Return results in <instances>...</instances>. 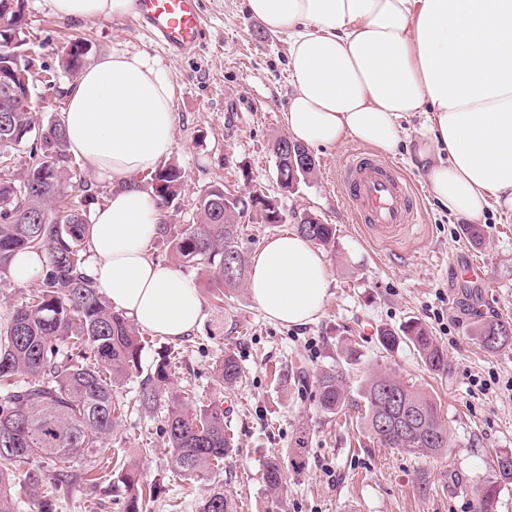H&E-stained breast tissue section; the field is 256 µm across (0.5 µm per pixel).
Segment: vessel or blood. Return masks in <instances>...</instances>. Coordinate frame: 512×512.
<instances>
[{"label":"vessel or blood","instance_id":"vessel-or-blood-1","mask_svg":"<svg viewBox=\"0 0 512 512\" xmlns=\"http://www.w3.org/2000/svg\"><path fill=\"white\" fill-rule=\"evenodd\" d=\"M136 21L170 53L189 55L200 46V0H136ZM340 186L355 223L375 242L405 240L420 222L417 193L392 162L353 151L341 168Z\"/></svg>","mask_w":512,"mask_h":512}]
</instances>
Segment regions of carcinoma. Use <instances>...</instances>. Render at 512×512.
Wrapping results in <instances>:
<instances>
[{"instance_id":"carcinoma-1","label":"carcinoma","mask_w":512,"mask_h":512,"mask_svg":"<svg viewBox=\"0 0 512 512\" xmlns=\"http://www.w3.org/2000/svg\"><path fill=\"white\" fill-rule=\"evenodd\" d=\"M25 0H0V62L29 44ZM86 42L74 39L59 61L66 74H78L87 64ZM37 104L15 112H0V141L15 150L28 147L29 160L19 175L9 174L15 155H0V279L7 276L14 256L34 249L47 255L43 273L31 284L27 302L0 324V380L10 378L0 394V437L8 434L12 453L0 448V512H19L11 489L16 464L42 460L55 465L78 464L97 452L101 440L113 434L121 417L114 387L140 378L139 405L152 412L166 407L165 445L171 464L186 479L214 477L233 445L224 428V410L216 406L187 407L185 398L169 387L167 365L143 373L142 338L133 323L112 310L95 281L84 274L88 261L89 206L104 202L109 192L92 189L80 180L68 152L63 117L44 121ZM185 172L170 163L145 179V187L171 207L181 196ZM81 193L72 194L74 188ZM242 208L224 209V185H210L202 193L197 221L184 227L162 223L159 238L171 245L177 260L211 274L210 283L224 292L240 287L247 272L246 252L237 246ZM299 233L312 243L335 244L336 226L305 218ZM478 335L488 352L512 345V323L491 320L479 325ZM380 342L392 350L410 344L432 371L448 367V356L428 328L410 319L401 332L385 330ZM236 358L224 354L218 377L226 388L242 381ZM321 407L338 413L348 406L343 375L330 369L318 378ZM356 405L372 439L384 447L422 456L447 447L448 431L434 399L423 390L389 373H377L363 386ZM499 480L476 490V512H494L500 484L512 481V455L496 458ZM281 458H270L263 482L268 491H280L284 482ZM138 464L117 468L113 486L123 495L124 512H143L144 492ZM24 479L37 512H54L56 504L44 498L40 467ZM200 512H233L224 492L216 489Z\"/></svg>"}]
</instances>
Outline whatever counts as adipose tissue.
Segmentation results:
<instances>
[{"label": "adipose tissue", "instance_id": "ef3b65f1", "mask_svg": "<svg viewBox=\"0 0 512 512\" xmlns=\"http://www.w3.org/2000/svg\"><path fill=\"white\" fill-rule=\"evenodd\" d=\"M50 3L63 19L136 8L135 0ZM246 10L288 35L285 122L294 141L353 137L390 154L401 119L421 112L411 161L436 203L471 219L512 209V0H246ZM175 88L159 59L114 52L83 69L65 113L69 152L117 185L91 217L87 272L113 308L173 340L196 327L203 301L150 258L163 212L130 178L171 154ZM248 289L270 319L309 324L328 294L324 257L299 234L279 235L256 256Z\"/></svg>", "mask_w": 512, "mask_h": 512}]
</instances>
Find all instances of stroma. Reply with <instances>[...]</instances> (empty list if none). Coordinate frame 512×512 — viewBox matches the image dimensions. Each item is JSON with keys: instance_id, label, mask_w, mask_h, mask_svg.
<instances>
[{"instance_id": "obj_1", "label": "stroma", "mask_w": 512, "mask_h": 512, "mask_svg": "<svg viewBox=\"0 0 512 512\" xmlns=\"http://www.w3.org/2000/svg\"><path fill=\"white\" fill-rule=\"evenodd\" d=\"M25 15L35 50L50 67L77 36L90 40L94 59L130 50L167 65L177 86L169 159L185 172L180 198L164 211L167 223H192L200 195L220 183L229 193L260 189L280 202L282 223L240 219L238 245L247 255L296 231L306 212L336 227L334 246L323 251L328 296L317 319L301 327L269 319L244 287L214 300L208 273L177 266L167 243L153 239L151 257L197 286L203 310L200 323L181 339L144 333L142 366L152 368L170 354L171 388L195 405L227 406L233 454L215 479H182L164 444V415L137 406L139 380L133 377L115 390L122 421L95 457L66 477L43 464L44 486L58 512H123L112 476L126 460L138 461L145 482L158 488L146 512H199L217 488L232 499L235 512H475V488L495 480L497 456L512 453V346L490 353L478 337L483 322H512V211L489 209L476 245L464 233L465 219L424 191L418 237L373 243L334 188L344 154L361 146L354 138L313 147V174L296 192L282 194L272 144L287 132L288 36L249 15L245 0H202L205 36L185 57L163 53L130 14L64 21L50 0H25ZM469 257L488 270L489 292L457 279L458 264ZM411 318L443 347L447 370H429L411 347H381V330H400ZM228 352L244 371L232 389L217 374ZM336 367L353 399L381 370L430 393L448 429L447 449L426 457L385 448L370 437L355 408L327 413L317 379ZM289 448L305 449V464L286 466L282 489L270 494L262 480L265 464Z\"/></svg>"}]
</instances>
